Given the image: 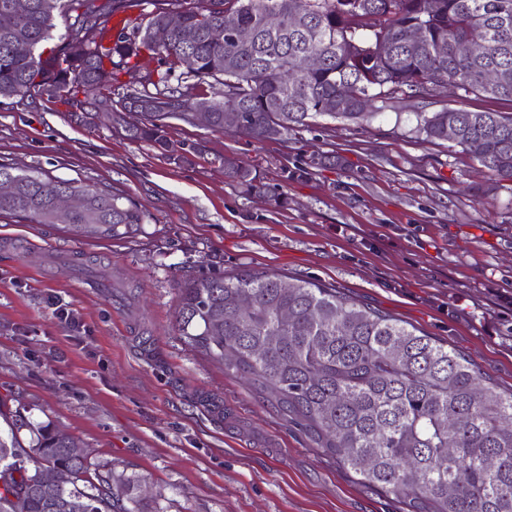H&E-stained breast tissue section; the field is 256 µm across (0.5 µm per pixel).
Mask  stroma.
Wrapping results in <instances>:
<instances>
[{
	"label": "stroma",
	"instance_id": "stroma-1",
	"mask_svg": "<svg viewBox=\"0 0 512 512\" xmlns=\"http://www.w3.org/2000/svg\"><path fill=\"white\" fill-rule=\"evenodd\" d=\"M409 98L358 122L323 117L257 142L180 120L181 161L48 97L0 102V162L132 197L119 236L0 216V396L50 421L102 469L138 476L144 512H400L313 448L242 378L187 346L180 287L242 271L313 280L389 313L512 388V182L430 141L443 107ZM335 156L316 167L314 153ZM249 166L263 193L232 182Z\"/></svg>",
	"mask_w": 512,
	"mask_h": 512
}]
</instances>
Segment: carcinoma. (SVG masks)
<instances>
[{"label": "carcinoma", "instance_id": "1", "mask_svg": "<svg viewBox=\"0 0 512 512\" xmlns=\"http://www.w3.org/2000/svg\"><path fill=\"white\" fill-rule=\"evenodd\" d=\"M26 3L20 24L0 28V99L69 102L81 92L83 106L110 102L114 123L140 100L147 107L126 132L163 152H177L167 120L190 122L195 102L211 108L207 128L256 141L319 117L356 121L447 85L512 103V0H150L153 10L127 19L131 32L111 38L112 18L133 0ZM269 9L282 15L280 28L265 27ZM226 11L251 29L250 42L212 37ZM171 13L197 29L194 43L167 29ZM60 18L65 33L55 37ZM416 26L418 44L409 37ZM74 41L87 44L86 56L70 54ZM463 42L483 52L464 57ZM153 62L142 87L121 85L120 74ZM490 69L494 85L484 81ZM450 128L481 171L512 182L511 112L445 107L420 131L446 141ZM224 166L256 187L248 167ZM2 177L14 188L0 195V216L56 224L57 197L72 193L81 203L67 223L86 233L118 236L144 223L122 192L6 163ZM176 322L186 345L245 377L313 447L406 512H512V389L447 344L334 288L269 272L187 284ZM0 420V512H140L139 478L99 471L73 438L5 398Z\"/></svg>", "mask_w": 512, "mask_h": 512}]
</instances>
